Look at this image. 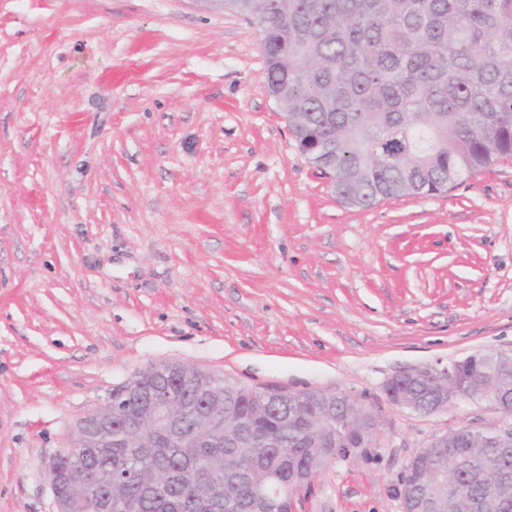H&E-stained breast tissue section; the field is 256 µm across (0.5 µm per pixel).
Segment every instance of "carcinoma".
<instances>
[{"label": "carcinoma", "instance_id": "obj_1", "mask_svg": "<svg viewBox=\"0 0 512 512\" xmlns=\"http://www.w3.org/2000/svg\"><path fill=\"white\" fill-rule=\"evenodd\" d=\"M224 10L256 26L268 92L302 153L311 156L316 138L332 134L336 165L320 174L343 203L438 194L512 156V0H224ZM161 384L191 403L209 389L203 377L184 384L148 373L142 396ZM210 403L250 413L244 393L220 390ZM193 427L180 419L152 447L119 438L90 452L83 467L110 484L88 483L84 497L110 491L138 502L136 512H193L181 478L199 456L213 459L225 500L242 497L234 472L243 456H254L250 479L270 494L283 487L282 454L308 463L309 450L291 437L258 456L251 448L231 454L204 437L176 442ZM458 454L471 472L497 457L480 439L460 444ZM130 469L142 478L123 481ZM464 481L448 469L455 512H467Z\"/></svg>", "mask_w": 512, "mask_h": 512}]
</instances>
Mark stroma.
I'll return each mask as SVG.
<instances>
[{
    "label": "stroma",
    "instance_id": "stroma-1",
    "mask_svg": "<svg viewBox=\"0 0 512 512\" xmlns=\"http://www.w3.org/2000/svg\"><path fill=\"white\" fill-rule=\"evenodd\" d=\"M512 349V158L447 192L337 199L216 0H0V512H56L81 417L178 361L362 399L381 437L298 512H402L419 414L388 379Z\"/></svg>",
    "mask_w": 512,
    "mask_h": 512
}]
</instances>
